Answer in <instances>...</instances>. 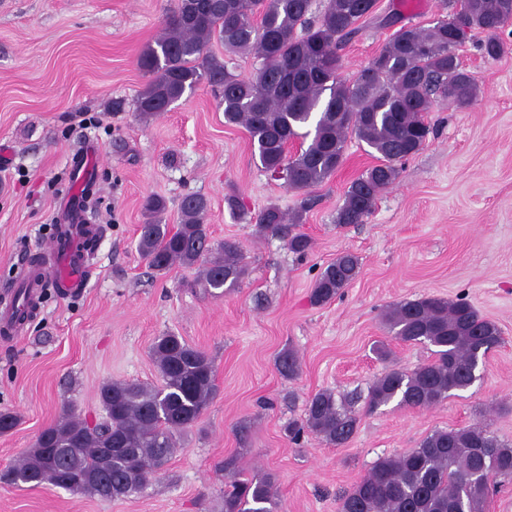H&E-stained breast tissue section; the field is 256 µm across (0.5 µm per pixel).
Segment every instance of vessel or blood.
I'll use <instances>...</instances> for the list:
<instances>
[{
	"mask_svg": "<svg viewBox=\"0 0 512 512\" xmlns=\"http://www.w3.org/2000/svg\"><path fill=\"white\" fill-rule=\"evenodd\" d=\"M88 181L85 166L72 168L71 187L58 212L63 223L57 227L47 249L51 264L42 267L21 262L15 285L16 298L0 303L1 334L10 336L19 330L45 284H53L69 295L79 293L88 282L91 268L83 244L96 235L97 228L88 223L86 216L77 215L74 208L76 197L85 190Z\"/></svg>",
	"mask_w": 512,
	"mask_h": 512,
	"instance_id": "obj_1",
	"label": "vessel or blood"
}]
</instances>
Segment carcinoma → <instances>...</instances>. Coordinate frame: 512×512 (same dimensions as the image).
Instances as JSON below:
<instances>
[{
	"label": "carcinoma",
	"mask_w": 512,
	"mask_h": 512,
	"mask_svg": "<svg viewBox=\"0 0 512 512\" xmlns=\"http://www.w3.org/2000/svg\"><path fill=\"white\" fill-rule=\"evenodd\" d=\"M378 0H326L312 17V0H175L161 37L147 46L138 65L151 76L137 99V111L154 116L167 111L201 79L220 91L225 123L240 125L270 176L284 174L286 188H316L345 160L348 140L364 143L377 163L351 181L336 214L338 224H362L380 193L400 175L398 163L419 152L432 129L425 115L434 104L468 107L478 85L459 67L449 46L461 34L448 17L427 29L413 25L390 39L353 77L342 76L341 47L375 17ZM472 29L490 33L481 50L489 58L506 51L496 32L512 24V0H453ZM228 52L253 53L262 63L241 78L208 54L212 40ZM143 208L149 221L139 227L137 249L150 268H199L206 292L231 290L247 274L235 243L212 242L205 216L208 201L192 194L182 199L179 224L162 223L164 199L149 196ZM302 223V212L286 216L271 205L257 217L258 232H278L285 223ZM288 249L307 255L304 233L288 238ZM359 257L343 252L319 274L313 291L325 303L359 272ZM394 338L436 347L435 358L404 370L394 363L370 386L365 409L373 412L398 399V405L428 408L470 387L471 368L501 341L498 326L467 302L438 297L405 301L384 313ZM152 357L162 384L112 381L101 386L105 413L93 426L66 412L42 430L31 448L9 469L13 485L52 486L100 499L137 494L168 461L177 438L201 417L216 393L211 360L183 338L156 339ZM277 370L299 372L291 352L281 353ZM355 413L323 390L306 403L304 418L285 428L296 439L307 432L337 447L356 431ZM512 479V446L474 424L436 430L419 445L379 458L340 498V512H484L491 486ZM271 478L235 480L224 491V512H273Z\"/></svg>",
	"instance_id": "obj_1"
}]
</instances>
